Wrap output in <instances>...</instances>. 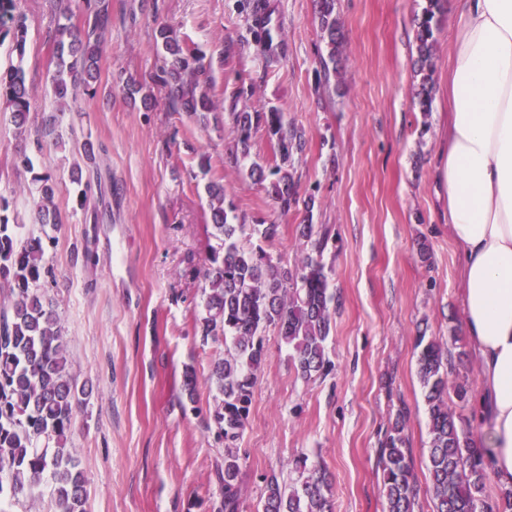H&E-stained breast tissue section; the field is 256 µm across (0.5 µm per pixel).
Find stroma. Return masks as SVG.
Instances as JSON below:
<instances>
[{
    "label": "stroma",
    "mask_w": 512,
    "mask_h": 512,
    "mask_svg": "<svg viewBox=\"0 0 512 512\" xmlns=\"http://www.w3.org/2000/svg\"><path fill=\"white\" fill-rule=\"evenodd\" d=\"M110 3L97 92L78 95L52 136L42 117L57 107L54 18L47 0H20L32 98L27 140L15 138L0 103V197L26 232L53 239L43 294L60 315L69 370L90 388L71 431L87 479L85 512H219L225 442L208 377L224 339L201 338L196 327L204 266L218 245L203 192L209 178L223 182L233 215L279 224L263 248L287 267L311 249L300 235L304 220L329 227L322 262L338 299L326 345L333 368L324 375L301 377L277 330L265 333L248 423L235 443L238 512H262L266 479L292 482L289 463L300 456L331 474L335 512H385L378 442L400 415L419 488L415 512H434L414 343L421 333L447 344L463 333L458 251L436 192L456 0H444L435 33L426 115L414 103L415 19L426 0H336L344 49L330 74L320 63L326 49L314 0ZM162 26L211 67L216 108L208 128L169 110L156 81ZM130 77L149 106L126 96ZM273 108L302 135L292 164L312 211L280 215L246 166L228 162L236 141L229 113ZM22 153L33 171L18 164ZM37 173L52 177L59 225L36 221ZM77 173L113 185V194L92 193L78 206ZM448 378L466 384V430L480 434L471 353L452 357Z\"/></svg>",
    "instance_id": "obj_1"
}]
</instances>
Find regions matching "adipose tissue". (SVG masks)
Here are the masks:
<instances>
[{"label":"adipose tissue","mask_w":512,"mask_h":512,"mask_svg":"<svg viewBox=\"0 0 512 512\" xmlns=\"http://www.w3.org/2000/svg\"><path fill=\"white\" fill-rule=\"evenodd\" d=\"M438 184L459 248L462 326L477 361V446L512 490V0H459Z\"/></svg>","instance_id":"1"}]
</instances>
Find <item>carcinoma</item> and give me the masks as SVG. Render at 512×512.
Returning a JSON list of instances; mask_svg holds the SVG:
<instances>
[{
	"instance_id": "obj_1",
	"label": "carcinoma",
	"mask_w": 512,
	"mask_h": 512,
	"mask_svg": "<svg viewBox=\"0 0 512 512\" xmlns=\"http://www.w3.org/2000/svg\"><path fill=\"white\" fill-rule=\"evenodd\" d=\"M19 0H0V43L10 40L19 64L0 71V101L10 109L15 133L25 137L31 97L20 65L26 53L27 25ZM59 12L53 37L56 70L51 77L61 107L78 93L94 90L100 79L99 62L111 15L109 5H87L83 26L71 23V8L50 0ZM442 0H427L416 22L415 73L419 83L416 104L423 114L431 109L432 75ZM319 25L326 43L321 65L329 69L343 51V33L336 0H318ZM162 48L159 80L167 88L170 111L201 125L209 123L213 103L208 93L212 78L196 52L183 47L165 27L158 29ZM237 132L231 162L250 156L251 132L264 127L275 138L281 163L270 173L253 162L248 176L264 183L281 212L304 205L312 212L313 199H300L297 183L286 168L294 152L303 148L301 135L288 128L281 112H231ZM40 183L38 219L58 224L53 206L51 176L36 174ZM213 236L219 241L203 272L204 312L198 320L203 338L223 336L231 343L224 358L213 365L209 380L219 402L213 411L218 432L236 441L248 422L256 384L255 372L265 357L264 334L278 329L293 350L292 360L304 378L331 368L325 344L330 335L336 295L320 259L308 254L291 270L268 256L262 243L276 238L278 224H232L224 208V184L205 187ZM9 202L0 198V282L8 287L0 305V499L31 498L46 483L60 512H85L86 477L69 444L76 411L85 400L86 385L69 374L68 347L56 312L42 299L39 285L52 275L39 236L22 235L23 225L9 223L3 212ZM303 235L314 239L322 253L330 239L326 226L303 225ZM418 374L425 390L429 415V472L435 512H481L487 476L486 448H476L467 437L464 418L448 403V348L433 339L418 338ZM378 463L386 512H414L418 488L411 449L398 419L379 440ZM298 478L290 483L265 482L263 512H333L332 482L327 471L302 457L293 461ZM241 462L227 449L219 482L224 512H238Z\"/></svg>"
}]
</instances>
